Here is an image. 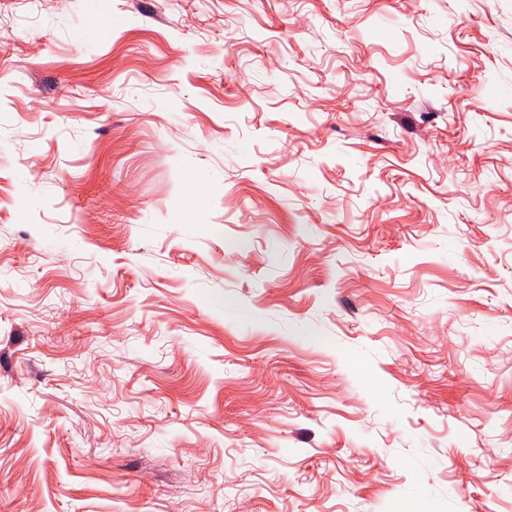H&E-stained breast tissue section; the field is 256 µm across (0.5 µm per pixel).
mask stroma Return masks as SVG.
<instances>
[{"label": "stroma", "instance_id": "35a3bbf8", "mask_svg": "<svg viewBox=\"0 0 512 512\" xmlns=\"http://www.w3.org/2000/svg\"><path fill=\"white\" fill-rule=\"evenodd\" d=\"M0 0V512H512V0Z\"/></svg>", "mask_w": 512, "mask_h": 512}]
</instances>
